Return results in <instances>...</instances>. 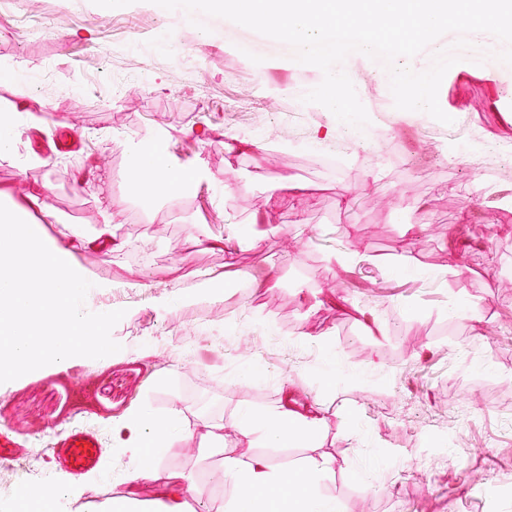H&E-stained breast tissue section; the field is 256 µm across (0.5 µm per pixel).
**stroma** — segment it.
I'll list each match as a JSON object with an SVG mask.
<instances>
[{"mask_svg": "<svg viewBox=\"0 0 512 512\" xmlns=\"http://www.w3.org/2000/svg\"><path fill=\"white\" fill-rule=\"evenodd\" d=\"M32 9L52 22L41 36L0 25V110L18 107L0 194L21 203L47 185L58 222L35 210L28 221L92 282L87 311L125 315L118 353L0 384V424L32 452L0 488V512H21L22 485L54 487L59 512H104L140 464L116 425L173 407L161 462L196 485L189 512H225L239 413L286 392L320 403L316 440L260 437L251 452L288 470L329 460L316 491L343 512H512V67L445 76L453 123L427 146L381 64L351 54L346 67L369 75L361 101L380 156L302 105L318 68L243 26L206 18L199 65L158 48L159 22L174 30L186 15L152 0ZM63 124L81 149L44 156L37 138ZM144 138L204 179L176 199L133 190L128 145ZM105 211L125 248L72 252ZM193 229L227 244L187 247ZM465 399L476 410H460ZM202 420L223 422L224 453L200 451ZM74 423L106 454L71 497L46 442Z\"/></svg>", "mask_w": 512, "mask_h": 512, "instance_id": "obj_1", "label": "stroma"}]
</instances>
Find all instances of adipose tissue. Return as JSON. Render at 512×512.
Returning a JSON list of instances; mask_svg holds the SVG:
<instances>
[{
    "mask_svg": "<svg viewBox=\"0 0 512 512\" xmlns=\"http://www.w3.org/2000/svg\"><path fill=\"white\" fill-rule=\"evenodd\" d=\"M129 151L135 159L128 171L129 184L136 188L149 187L153 196L178 197L186 178L198 181L204 177L199 169L191 170L186 178L173 175L163 166L159 149L146 148L144 142H131ZM321 422L319 405H302L287 399L275 411L248 412L238 432L247 444L258 432L274 444L309 442L317 435ZM163 429V424L144 416L116 428L117 440L124 447L136 449L140 466L130 478L124 497L113 503V512H132L141 506L142 484L146 481L153 489L152 512H186L187 498L195 494L196 488L188 484L184 473L160 470ZM325 469V463L318 462L287 472L261 456L249 457L244 462L228 460L224 478L239 489L230 512H282L287 505L298 508L299 512H341L338 502L321 498L315 492L319 475Z\"/></svg>",
    "mask_w": 512,
    "mask_h": 512,
    "instance_id": "1",
    "label": "adipose tissue"
}]
</instances>
